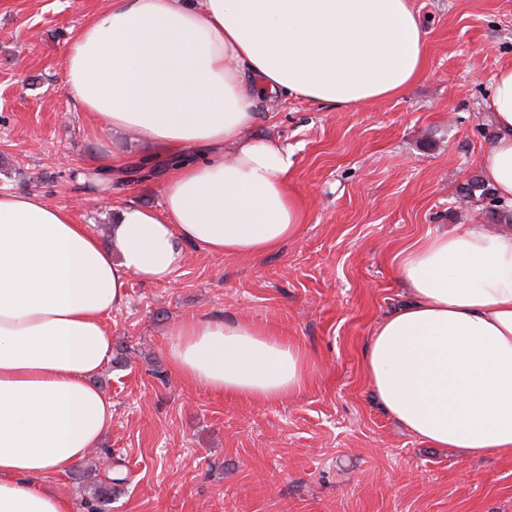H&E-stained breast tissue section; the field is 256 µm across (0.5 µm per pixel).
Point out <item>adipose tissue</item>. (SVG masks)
<instances>
[{"instance_id":"adipose-tissue-1","label":"adipose tissue","mask_w":512,"mask_h":512,"mask_svg":"<svg viewBox=\"0 0 512 512\" xmlns=\"http://www.w3.org/2000/svg\"><path fill=\"white\" fill-rule=\"evenodd\" d=\"M426 31L411 0H108L63 57L62 91L111 136L95 169L193 152L160 208L116 207L111 245L65 206L0 193V512H68L51 478L112 425L93 383L112 356L106 319L130 278L170 282L194 245L257 255L297 237L287 148L250 136L258 102L293 96L348 110L403 94ZM495 127L480 168L512 203V66L485 102ZM410 296L376 327L365 367L385 411L433 448L512 457V229L473 224L401 250ZM174 375L217 395L275 403L307 385V354L268 326L221 316L173 323Z\"/></svg>"}]
</instances>
